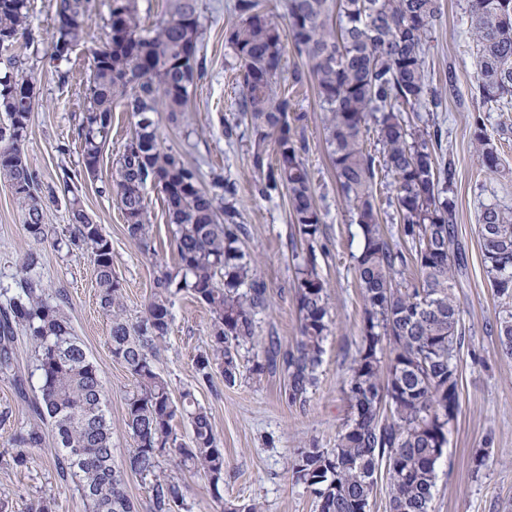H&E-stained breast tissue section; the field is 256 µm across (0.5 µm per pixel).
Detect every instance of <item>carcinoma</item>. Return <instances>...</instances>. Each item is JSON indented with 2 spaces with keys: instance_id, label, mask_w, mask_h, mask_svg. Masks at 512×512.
Returning a JSON list of instances; mask_svg holds the SVG:
<instances>
[{
  "instance_id": "1",
  "label": "carcinoma",
  "mask_w": 512,
  "mask_h": 512,
  "mask_svg": "<svg viewBox=\"0 0 512 512\" xmlns=\"http://www.w3.org/2000/svg\"><path fill=\"white\" fill-rule=\"evenodd\" d=\"M477 48L480 101L487 110L512 98V0H467ZM96 0H56L52 55L84 37ZM237 22L224 33L236 59L238 112L251 133L253 191L261 198L286 193L299 246L292 249L299 333L295 345L275 341L262 347L252 375L280 373L282 397L305 406L318 382L330 333L328 282L319 269L316 246L323 216L315 202L301 135L305 114L277 92L284 69L282 25L307 68L291 73L292 87L310 85L325 112L324 130L342 199L361 237L353 255L363 308L360 342L343 381L347 418L333 448L311 445L290 458L292 480L309 489L316 512H368L378 477L386 473L388 512H430L437 466L460 413L459 361L465 338L460 328L457 281L466 256L457 239L453 162L440 166L438 123L414 126L402 112L442 97L428 81L424 56L429 35L441 16L440 0H235ZM106 42L94 51L87 85L89 106L77 127L81 169L64 173L73 181L98 169L111 126L102 113L124 108L135 118L134 132L116 162L112 182L130 239L150 250L146 188L158 190L169 223L175 226V270L154 278L153 296L139 320L126 315L123 287L112 272V242L100 224L75 203L71 224L53 241L57 249L86 251L94 268L99 302L110 315L109 344L138 383L127 399L125 425L135 446L126 469L112 459V427L102 372L73 336L63 316L68 298L51 300L35 269L36 251L24 254L16 287L0 309V372L12 373L26 396L24 376L13 373V343L21 330L35 350L38 396L29 407L34 422L12 440V465L28 462V449L45 443L50 429L54 455L64 480H71L88 512H138L126 472L149 480L152 512H175L184 505L178 482L161 470L170 457L181 470L204 475L216 497L224 487V449L210 413L194 393L171 397L168 382L155 371L152 350L173 320V299L187 292L214 315L208 347L195 358L196 372L213 382V372L233 385L241 375L240 350L257 341L256 316L265 311L269 289L242 248L244 225L236 208L238 184L226 179L223 219L216 200L200 187L195 168L159 143L154 114L175 119L188 111L191 92L206 75L198 57L199 0H170L168 17L151 29L142 26L137 0L108 4ZM27 0H0V48L26 38ZM35 93L32 79L0 78V176L27 212L25 231L37 244L48 238L37 195L40 178L22 145L27 139ZM374 130L380 150L367 146ZM275 160H270V156ZM393 180L394 204L404 246L392 243L379 220L378 174ZM479 224L497 225V238L478 233L486 273L498 297L512 300V213L486 206ZM414 269V277L403 278ZM501 352L512 357V312L496 325ZM187 420L190 443L174 430Z\"/></svg>"
}]
</instances>
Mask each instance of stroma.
Instances as JSON below:
<instances>
[{"label": "stroma", "mask_w": 512, "mask_h": 512, "mask_svg": "<svg viewBox=\"0 0 512 512\" xmlns=\"http://www.w3.org/2000/svg\"><path fill=\"white\" fill-rule=\"evenodd\" d=\"M31 33L22 47L0 49V76L34 75L36 103L23 151L40 177L43 192H54L58 203H46L45 223L62 229L69 222L63 198L64 170L81 164V148L75 129L87 107L86 85L95 49L106 40L108 0H97L84 42L63 58H53L51 33L55 0H28ZM234 0H200L199 55L207 74L194 88L188 112L178 121L168 113H156L163 147L179 153L197 168L203 188L214 177L239 185L237 207L247 234L243 239L270 292V305L259 316L260 341L278 339L292 346L299 336V318L289 262L294 226L285 196L269 199L252 193L254 173L249 163L251 134L239 128L233 138L224 135L225 124L234 122L239 89L236 59L224 32L236 21ZM442 15L433 28L424 66L434 87L443 93L434 119L444 136L439 162H453L457 206L458 241L466 251L467 269L456 294L461 303L460 326L465 346L460 360L461 412L452 425L448 447L437 469L432 512H512V358L502 354L495 324L504 302L487 279L478 218L487 205L512 208V103L493 111L482 107L477 90L476 46L470 33L467 0H441ZM297 111L308 120L303 135L309 145L308 165L316 188V204L324 219L320 243L327 253L322 274L330 284V333L319 381L305 407L288 405L281 396L283 376L254 378L250 367L253 350L242 352L241 375L234 386L221 376L205 383L196 373L194 358L207 348L213 316L191 295L174 300L171 329L155 361L169 384L172 397L192 391L212 415L224 450V493L215 498L207 479L178 469L173 461L162 464L180 482L183 512H223L228 500L261 503L262 512H314L311 493L294 483L288 471L293 452L309 443L334 447L346 418L341 388L347 367L359 342L362 302L353 272V253L359 248L357 227L338 194L328 159L324 114L312 87L292 91ZM130 113L116 109L112 133L95 178L82 182L77 195L82 209L103 226L112 241V268L120 280L129 318L141 315L153 292L159 270L175 269L174 227L167 221L160 195L147 189L151 214V249L141 251L129 238L119 204L105 193V184L116 175L115 161L134 130ZM487 134L499 156L497 171L480 164L477 132ZM26 215L8 183L0 178V305L14 287L16 268L30 249H39L37 269L49 295L64 293L63 308L74 336L102 371L112 424V448L116 464H124L134 441L124 424L125 403L137 389L135 379L115 360L108 344L109 317L102 310L95 274L80 250H56L51 242L34 244L24 224ZM0 498L11 512H28L31 502L43 494L55 498L53 512H87L80 493L62 480L51 451L52 441L29 451L25 466L8 467L4 458L13 452L12 439L31 422L27 401L17 397L11 381L0 377ZM487 448L486 467L474 470L471 456Z\"/></svg>", "instance_id": "35a3bbf8"}]
</instances>
